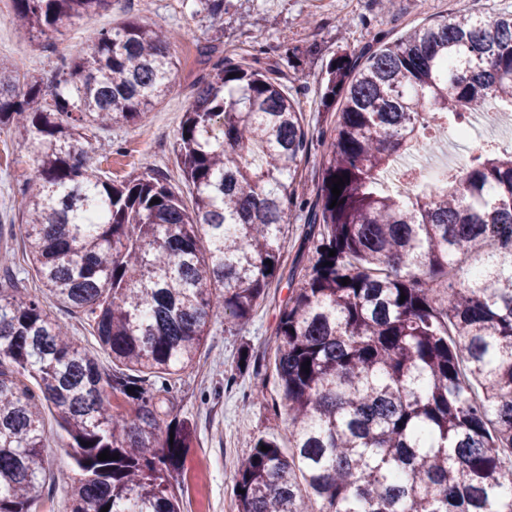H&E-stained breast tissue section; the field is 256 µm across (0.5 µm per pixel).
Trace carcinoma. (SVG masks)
<instances>
[{
  "mask_svg": "<svg viewBox=\"0 0 512 512\" xmlns=\"http://www.w3.org/2000/svg\"><path fill=\"white\" fill-rule=\"evenodd\" d=\"M12 2L47 52L60 27L111 0ZM176 65L170 38L134 16L74 49L50 82L0 66V130L37 154L19 228L41 283L29 295L0 269V512H36L47 406L69 440L71 512H181L173 481L194 431L163 422L174 377L213 319L247 324L281 275L308 139L273 69L219 59L201 81L174 146L192 208L152 167L114 182L87 165L82 140L135 123ZM324 80L335 135L306 215L311 257L289 275L300 286L276 327L290 450L254 441L236 512H512V146L468 155L434 194L378 189L465 113L512 110V14L377 39ZM465 259L476 271L463 280ZM54 306L93 322L112 371ZM105 450L118 459L99 460Z\"/></svg>",
  "mask_w": 512,
  "mask_h": 512,
  "instance_id": "1",
  "label": "carcinoma"
}]
</instances>
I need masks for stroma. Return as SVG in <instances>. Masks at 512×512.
<instances>
[{
  "mask_svg": "<svg viewBox=\"0 0 512 512\" xmlns=\"http://www.w3.org/2000/svg\"><path fill=\"white\" fill-rule=\"evenodd\" d=\"M494 18L512 14V0H224V12L211 15L202 0H112L110 7L87 20L55 32L51 52L36 51L37 33L17 26L12 11L0 13V62L19 73L50 75L74 47L95 43L100 34L140 14L172 36L178 66L172 91L136 123L99 131L98 141L111 143L112 158L102 160L88 150L87 162L103 179H134L143 162L163 172L185 205L194 190L181 176L174 153L179 125L212 58H228L282 71L298 101L308 131V156L297 181L314 199L320 181L324 141L333 135L335 112L321 103L326 65L332 57L360 54L375 37L395 40L414 27L459 14ZM15 130L0 132V247L9 246L16 269H24L25 253L18 227L21 188L31 173L33 155L11 152ZM291 292L288 278L273 282L252 320L237 326L215 319L193 368L181 374L170 396L174 415L194 429V443L178 478L181 512H233V486L238 461L249 454L257 437L288 438L286 411H274L280 393L273 373L275 329L279 307ZM266 397L253 399L256 388ZM46 428L45 466L49 477L38 512H70L69 487L59 479L73 461L68 439L52 410L43 413Z\"/></svg>",
  "mask_w": 512,
  "mask_h": 512,
  "instance_id": "35a3bbf8",
  "label": "stroma"
}]
</instances>
